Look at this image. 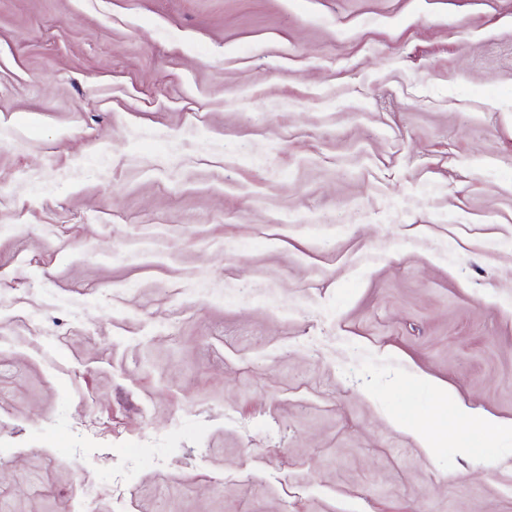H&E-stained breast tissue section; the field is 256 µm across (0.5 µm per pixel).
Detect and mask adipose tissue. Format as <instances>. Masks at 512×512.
Returning <instances> with one entry per match:
<instances>
[{
    "mask_svg": "<svg viewBox=\"0 0 512 512\" xmlns=\"http://www.w3.org/2000/svg\"><path fill=\"white\" fill-rule=\"evenodd\" d=\"M414 385L426 390L437 403L438 414L448 418L447 424L442 425L436 419L425 421L409 413L400 416V424L420 436L425 447L434 449L439 453L453 448L463 455L487 456L497 450L501 441L512 439V420L504 422L496 419H486L481 424L482 438L469 442L461 441L456 425L460 422L471 421L470 409L456 400L447 385L434 382L428 376H416Z\"/></svg>",
    "mask_w": 512,
    "mask_h": 512,
    "instance_id": "adipose-tissue-1",
    "label": "adipose tissue"
}]
</instances>
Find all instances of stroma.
<instances>
[{"label": "stroma", "instance_id": "35a3bbf8", "mask_svg": "<svg viewBox=\"0 0 512 512\" xmlns=\"http://www.w3.org/2000/svg\"><path fill=\"white\" fill-rule=\"evenodd\" d=\"M512 0H0V512H512ZM414 386L428 392L437 403L435 416H446L448 411V425H440L434 417L424 421L418 416L404 413L398 417L400 424L411 429L424 441L426 448H433L442 453L448 448H455L458 453L468 456H487L494 453L503 440L512 439V420L508 422L496 419L482 420L481 430L488 436H481L477 441L462 442L459 438L460 430L456 431L458 422L473 420L470 409L459 403L454 394L448 390V385L432 381L426 375L415 376Z\"/></svg>", "mask_w": 512, "mask_h": 512}]
</instances>
